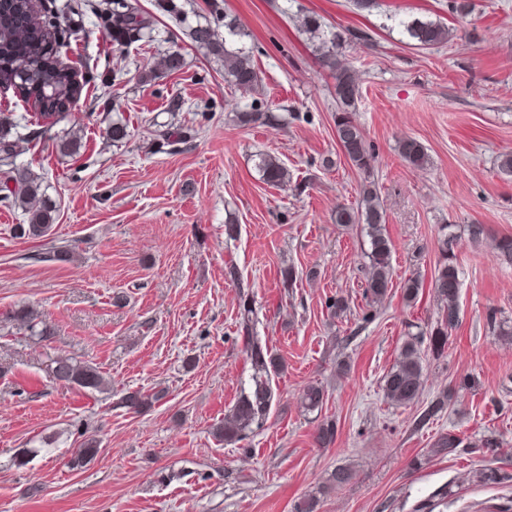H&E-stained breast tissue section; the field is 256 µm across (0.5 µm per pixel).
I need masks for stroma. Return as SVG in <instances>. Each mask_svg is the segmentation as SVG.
<instances>
[{"label":"stroma","mask_w":512,"mask_h":512,"mask_svg":"<svg viewBox=\"0 0 512 512\" xmlns=\"http://www.w3.org/2000/svg\"><path fill=\"white\" fill-rule=\"evenodd\" d=\"M63 14L76 29L60 58L82 84L63 128H77L81 147L66 156L38 144L19 158L39 175L56 206L49 235L15 237L27 216L0 205V512H292L345 466L349 484L320 495L317 512H500L512 504V481L487 486L472 478L482 458L471 450L437 454L439 435L475 442L493 434L496 467L512 473V264L492 241L512 235V0H471L461 18L448 0H379L372 12L352 0H224L251 33L261 99L282 116L277 126L241 127L235 112L251 95L230 87L224 67L185 30L208 13L209 0H176L186 23L138 0L151 38L117 50L95 12L81 0ZM396 13L452 29L444 45L419 48L383 28ZM354 33L342 57L355 70L360 97L354 117L375 155L370 175L392 242V286L379 317L359 327L368 261L359 226L335 223L337 205L359 203L363 173L336 142L337 109L330 70L300 30L303 15ZM184 59L161 83L141 77L165 53ZM115 108H108V99ZM182 107L172 112L171 99ZM212 118L193 123L196 106ZM177 121L187 144L156 146L163 125ZM124 124L111 143L106 130ZM412 137L428 154L415 168L398 154ZM277 157L287 186L261 179L256 154ZM235 220L236 239L224 224ZM456 236L461 288L458 317L442 355L425 354L426 389L397 405L383 380L409 332L440 319L431 286L443 255V225ZM483 225L475 240L470 227ZM58 251L59 259L35 261ZM234 263L254 295L253 332L280 363L276 398L263 426L225 444L216 434L249 385L238 290L225 276ZM296 280L285 285L284 269ZM417 276L415 302L401 287ZM349 304L331 318L329 298ZM27 308L54 332L28 335L17 320ZM93 363L107 386L88 391L53 381L58 356ZM347 372H340V362ZM321 385V411L308 413L300 394ZM152 396L132 410L122 396ZM450 400L421 429L412 423L434 397ZM336 438L317 445L321 421ZM56 435L53 444L42 439ZM99 452L86 467L68 465L87 439ZM39 452L23 467L17 449Z\"/></svg>","instance_id":"35a3bbf8"}]
</instances>
